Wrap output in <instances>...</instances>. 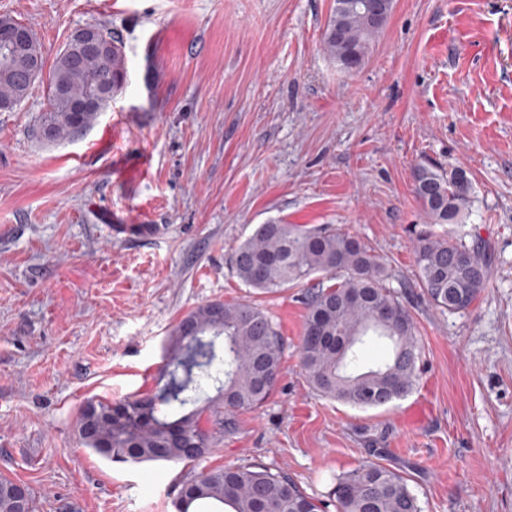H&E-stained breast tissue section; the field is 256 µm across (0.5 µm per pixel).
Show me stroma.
Listing matches in <instances>:
<instances>
[{
    "instance_id": "stroma-1",
    "label": "stroma",
    "mask_w": 512,
    "mask_h": 512,
    "mask_svg": "<svg viewBox=\"0 0 512 512\" xmlns=\"http://www.w3.org/2000/svg\"><path fill=\"white\" fill-rule=\"evenodd\" d=\"M335 0H0L45 67L82 26L119 35L127 86L61 143L33 130L45 79L0 112V476L37 512H176L212 468L283 469L329 500L368 461L422 512H512V0H395L356 71L323 37ZM466 171L465 230L493 254L465 311L423 299L413 169ZM272 218L333 224L403 278L421 373L361 409L306 382L301 291L257 294L233 250ZM251 301L285 341L273 395L191 463L124 464L83 447L82 403L157 389L173 327Z\"/></svg>"
}]
</instances>
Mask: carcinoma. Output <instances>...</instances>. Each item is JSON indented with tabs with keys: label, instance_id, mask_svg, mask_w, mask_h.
Here are the masks:
<instances>
[{
	"label": "carcinoma",
	"instance_id": "1",
	"mask_svg": "<svg viewBox=\"0 0 512 512\" xmlns=\"http://www.w3.org/2000/svg\"><path fill=\"white\" fill-rule=\"evenodd\" d=\"M352 0H335L324 48L335 60L362 65L384 28L393 5L370 23ZM28 47L0 58V102L26 99L28 79L41 45L26 29ZM94 50L69 38L47 84V109L38 121L41 139H69L96 121L108 99L99 79L112 75V92L123 90L128 70L122 41L97 30ZM74 98L99 103L73 114ZM471 181L463 169L445 171L427 163L414 170V191L429 219L410 229L417 284L442 313L467 309L487 287L489 260L463 236L438 234L434 225L463 226L471 215ZM246 286L272 294L289 285L304 289L307 314L299 353L307 383L321 395L358 407H380L408 394L419 374L418 326L394 274L359 237L330 224L307 228L270 219L257 225L231 256ZM387 341L392 355L375 367L362 362L361 346ZM285 344L271 318L252 302L214 301L189 311L175 325L154 393L119 402L88 398L75 432L81 444L120 463L192 462L212 452L218 434L233 428L235 415L262 405L272 394ZM212 404L209 416L198 404ZM336 512H421L405 478L379 462H366L342 475L333 489ZM200 502L219 512H326L282 470L262 464L216 467L182 485L178 512Z\"/></svg>",
	"mask_w": 512,
	"mask_h": 512
}]
</instances>
